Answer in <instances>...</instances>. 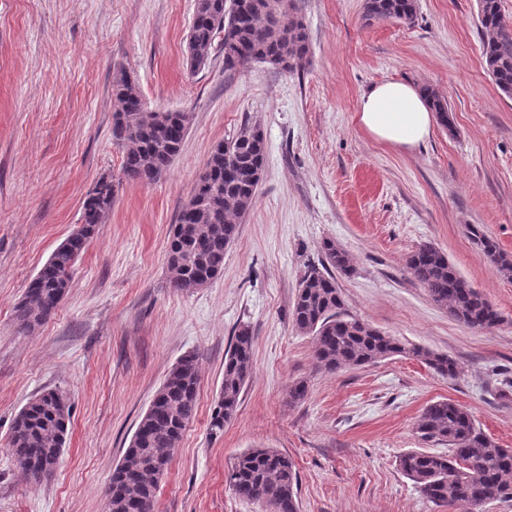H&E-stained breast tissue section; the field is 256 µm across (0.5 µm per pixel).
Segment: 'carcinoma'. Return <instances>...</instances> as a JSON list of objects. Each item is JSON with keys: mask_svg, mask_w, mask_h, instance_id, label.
I'll return each mask as SVG.
<instances>
[{"mask_svg": "<svg viewBox=\"0 0 512 512\" xmlns=\"http://www.w3.org/2000/svg\"><path fill=\"white\" fill-rule=\"evenodd\" d=\"M477 5L484 69L498 92L511 99L512 19L502 10V0H477ZM417 7V0H365L364 18L411 24ZM214 51L224 54L226 71L257 61L294 72L307 60L308 33L294 0H197L187 43L188 70L195 73L205 67ZM423 91L440 125L452 129L448 101L430 86ZM112 95L117 101L112 138L123 149V175L152 183L180 154L191 116L147 110L135 80L126 73L113 83ZM263 162L264 138L256 125L244 124L214 147L192 191L190 207L180 211L172 226L167 248L172 287L201 288L220 275L239 221L255 203ZM114 202L112 179L100 178L83 200L80 224L31 280L17 307L20 330L31 332L55 315L71 287L76 262ZM470 234L497 270L511 277L512 261L497 243L475 226ZM322 252L325 263L305 272L291 312L296 330L313 336L317 370L338 372L405 355L422 360L441 376H456L457 364L448 355L408 347L365 322L345 317L333 271L350 272L349 254L333 240L323 242ZM406 269L455 321L478 330L501 324L490 301L434 245L422 244L412 251ZM253 345L250 327L241 326L224 357L223 382L209 421L213 437L224 434V426L238 411L253 369ZM198 385V356L185 354L141 416L112 473L106 492L108 512H153L160 473L168 471L173 449L195 417ZM71 414V405L50 390L36 395L13 419L6 450L30 478L42 480L43 462L62 455ZM417 431L448 445L446 453L410 451L399 459L401 470L427 500L455 512L473 501L485 506L512 500V448L493 442L463 407L451 400L429 404ZM226 483L239 499L257 503L265 512H299L294 462L275 448L242 453L227 471Z\"/></svg>", "mask_w": 512, "mask_h": 512, "instance_id": "obj_1", "label": "carcinoma"}]
</instances>
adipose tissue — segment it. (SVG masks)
<instances>
[{
	"instance_id": "1",
	"label": "adipose tissue",
	"mask_w": 512,
	"mask_h": 512,
	"mask_svg": "<svg viewBox=\"0 0 512 512\" xmlns=\"http://www.w3.org/2000/svg\"><path fill=\"white\" fill-rule=\"evenodd\" d=\"M355 120L374 141L396 150L412 151L431 137L435 114L420 87L386 80L361 94Z\"/></svg>"
}]
</instances>
